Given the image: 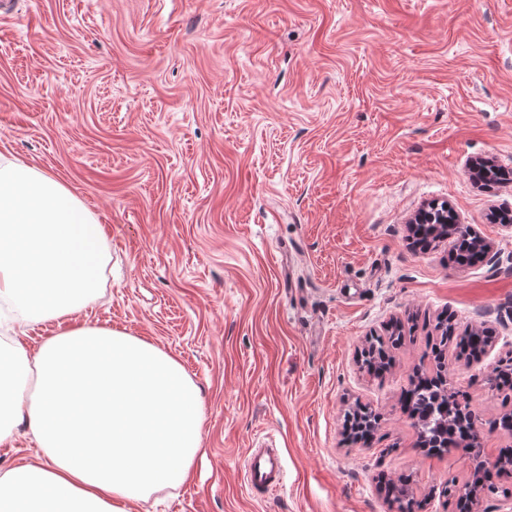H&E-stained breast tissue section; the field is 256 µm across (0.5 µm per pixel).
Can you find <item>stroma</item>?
I'll return each mask as SVG.
<instances>
[{
	"label": "stroma",
	"instance_id": "stroma-1",
	"mask_svg": "<svg viewBox=\"0 0 512 512\" xmlns=\"http://www.w3.org/2000/svg\"><path fill=\"white\" fill-rule=\"evenodd\" d=\"M512 0H7L0 162L60 179L104 224L111 261L80 320L172 354L198 385L206 460L138 512H422L471 472L430 455L401 402L438 320L492 341L449 357L472 409L512 400L487 371L512 352ZM450 206L495 262L415 246L410 220ZM406 335L390 370L358 353ZM382 417L348 439L354 403ZM285 488H244L258 444ZM407 479L400 477L396 482L387 481L382 488L386 499L395 504L397 512H414L422 508V503L415 500L413 494L408 492Z\"/></svg>",
	"mask_w": 512,
	"mask_h": 512
}]
</instances>
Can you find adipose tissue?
<instances>
[{"label":"adipose tissue","mask_w":512,"mask_h":512,"mask_svg":"<svg viewBox=\"0 0 512 512\" xmlns=\"http://www.w3.org/2000/svg\"><path fill=\"white\" fill-rule=\"evenodd\" d=\"M106 231L56 177L0 163V302L53 321L36 352L0 348V445L41 450L0 470V512H133L187 481L203 450L199 389L173 356L78 321L101 286Z\"/></svg>","instance_id":"1"}]
</instances>
